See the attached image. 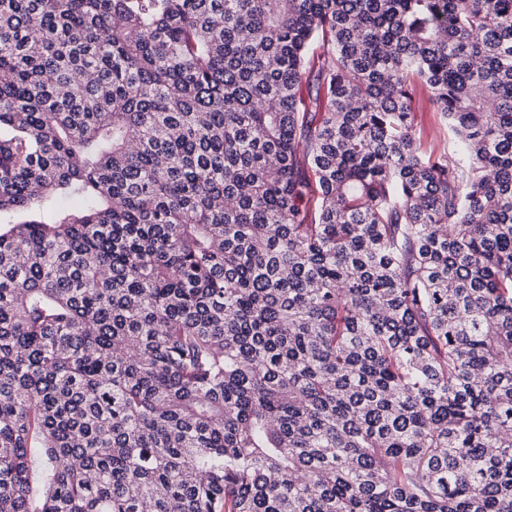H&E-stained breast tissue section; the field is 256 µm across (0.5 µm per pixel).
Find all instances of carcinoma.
Instances as JSON below:
<instances>
[{
    "instance_id": "cac0c4a2",
    "label": "carcinoma",
    "mask_w": 512,
    "mask_h": 512,
    "mask_svg": "<svg viewBox=\"0 0 512 512\" xmlns=\"http://www.w3.org/2000/svg\"><path fill=\"white\" fill-rule=\"evenodd\" d=\"M0 512H512V0H0ZM413 124L421 129L424 136L431 141H439L443 138L444 129L434 107L429 100V93L425 89H418L413 102Z\"/></svg>"
}]
</instances>
